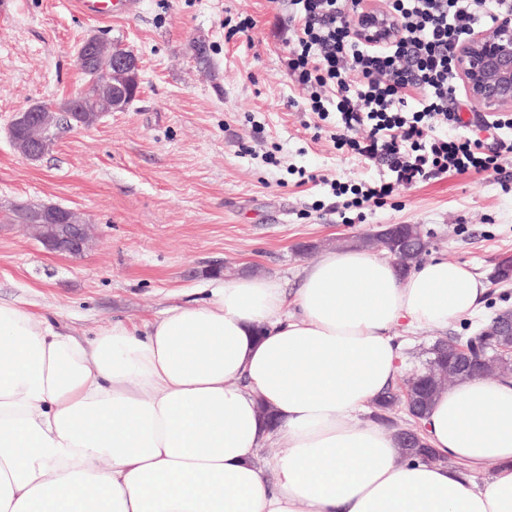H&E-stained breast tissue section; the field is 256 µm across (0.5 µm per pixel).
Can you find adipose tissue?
<instances>
[{
    "mask_svg": "<svg viewBox=\"0 0 512 512\" xmlns=\"http://www.w3.org/2000/svg\"><path fill=\"white\" fill-rule=\"evenodd\" d=\"M206 293L87 341L0 301V512H512V380L444 390L431 460L366 418L401 372L391 329L481 309L469 264L402 274L352 246L307 265L291 297L256 274Z\"/></svg>",
    "mask_w": 512,
    "mask_h": 512,
    "instance_id": "ef3b65f1",
    "label": "adipose tissue"
}]
</instances>
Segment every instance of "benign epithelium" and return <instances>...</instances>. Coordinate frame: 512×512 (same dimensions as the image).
Returning <instances> with one entry per match:
<instances>
[{"mask_svg":"<svg viewBox=\"0 0 512 512\" xmlns=\"http://www.w3.org/2000/svg\"><path fill=\"white\" fill-rule=\"evenodd\" d=\"M355 32L362 39H389L395 28L388 15L370 7L358 14ZM101 38L90 35L77 47L80 67L88 69L97 56ZM456 69L474 107L482 112H512V15L500 18L492 32L476 31L456 51ZM111 73L123 83L112 85V106L122 107L126 91L139 83V63L135 55L112 58ZM43 104H33L14 113L8 133L12 143L17 134L26 133L21 154L41 159L49 150L50 134L42 130ZM17 225L52 254L82 256L94 239L93 225L74 209L54 204H28L18 209Z\"/></svg>","mask_w":512,"mask_h":512,"instance_id":"obj_1","label":"benign epithelium"}]
</instances>
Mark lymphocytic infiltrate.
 Here are the masks:
<instances>
[{
  "instance_id": "f902f5d3",
  "label": "lymphocytic infiltrate",
  "mask_w": 512,
  "mask_h": 512,
  "mask_svg": "<svg viewBox=\"0 0 512 512\" xmlns=\"http://www.w3.org/2000/svg\"><path fill=\"white\" fill-rule=\"evenodd\" d=\"M299 26L285 59L289 77L323 112L322 94L332 91L341 119L339 141L367 162L385 163L391 177L366 186L356 204L381 203L397 187H411L455 172L504 175L497 139L442 136L462 124L456 95L454 54L476 26L493 27L512 14V0H390L388 14L398 35L374 43L359 38L349 15L362 0H292ZM356 71L359 89L344 74Z\"/></svg>"
}]
</instances>
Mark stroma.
Wrapping results in <instances>:
<instances>
[{
  "label": "stroma",
  "instance_id": "1",
  "mask_svg": "<svg viewBox=\"0 0 512 512\" xmlns=\"http://www.w3.org/2000/svg\"><path fill=\"white\" fill-rule=\"evenodd\" d=\"M294 14L290 0H140L136 13L98 21L73 0H0V214L53 203L95 226L91 248L72 258L0 223V300L77 337L118 321L141 328L202 297L212 264L292 294L306 265L354 236L419 224L428 257L469 263L488 292L477 315L395 328L403 374L436 340L473 335L512 309V282L493 278L512 256V188L497 175H445L343 208L341 192L387 168L338 148L335 97L320 118L289 78ZM246 19L253 26L240 31ZM91 33L136 54L137 97L93 127L59 124L43 158L26 159L7 135L14 112L83 89L76 48Z\"/></svg>",
  "mask_w": 512,
  "mask_h": 512
}]
</instances>
